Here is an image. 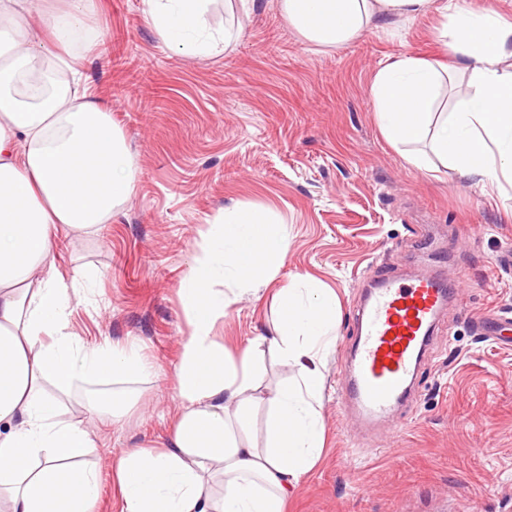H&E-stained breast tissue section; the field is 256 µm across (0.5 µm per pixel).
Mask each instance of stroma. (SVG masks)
Returning a JSON list of instances; mask_svg holds the SVG:
<instances>
[{"label": "stroma", "mask_w": 512, "mask_h": 512, "mask_svg": "<svg viewBox=\"0 0 512 512\" xmlns=\"http://www.w3.org/2000/svg\"><path fill=\"white\" fill-rule=\"evenodd\" d=\"M144 0H94L76 45L83 71L129 140L135 186L94 238L64 243L56 262L91 286L71 300L70 328L87 345L136 338L154 371L137 410L96 425L90 461L101 474L97 512H120L112 462L157 446L175 407L185 320L179 284L210 225L225 212L268 208L288 226V254L258 295L232 305L218 328L243 350L277 317L272 297L298 274L339 300L336 347L325 363L326 444L288 512H512V346L484 336L491 315L512 317V198L409 169L381 135L371 85L409 55L448 61L429 12L363 33L340 49L301 39L278 0L250 13L213 0L212 29L232 27L210 56L168 48ZM437 271L456 288L393 422L363 428L340 404L339 370L356 332L367 277Z\"/></svg>", "instance_id": "stroma-1"}]
</instances>
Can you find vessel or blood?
Instances as JSON below:
<instances>
[{"label":"vessel or blood","instance_id":"obj_1","mask_svg":"<svg viewBox=\"0 0 512 512\" xmlns=\"http://www.w3.org/2000/svg\"><path fill=\"white\" fill-rule=\"evenodd\" d=\"M453 290L424 275L379 277L358 310L353 359L342 369V402L365 424L387 416L405 396Z\"/></svg>","mask_w":512,"mask_h":512}]
</instances>
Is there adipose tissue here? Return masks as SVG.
<instances>
[{
	"instance_id": "1",
	"label": "adipose tissue",
	"mask_w": 512,
	"mask_h": 512,
	"mask_svg": "<svg viewBox=\"0 0 512 512\" xmlns=\"http://www.w3.org/2000/svg\"><path fill=\"white\" fill-rule=\"evenodd\" d=\"M210 0H147L158 37L198 55L223 51ZM0 0V502L6 512H96L100 477L86 461L96 433L62 403L75 381L112 379L91 413L121 423L128 382L153 373L133 340L85 345L70 330L71 291L55 261L61 240L98 235L134 187V155L111 111L86 87L73 37L90 0ZM439 17L438 36L469 77L453 112L439 104L447 66L414 56L379 69L372 95L382 135L407 166L452 170L488 197L512 186V17L464 0H279L302 38L339 47L364 32ZM287 225L260 207L211 225L181 280L188 326L166 443L123 450L112 463L121 512H288L321 459L322 369L336 346L338 300L308 275L274 295L281 317L240 353L217 334L225 310L272 281ZM292 368L276 388L264 357Z\"/></svg>"
}]
</instances>
